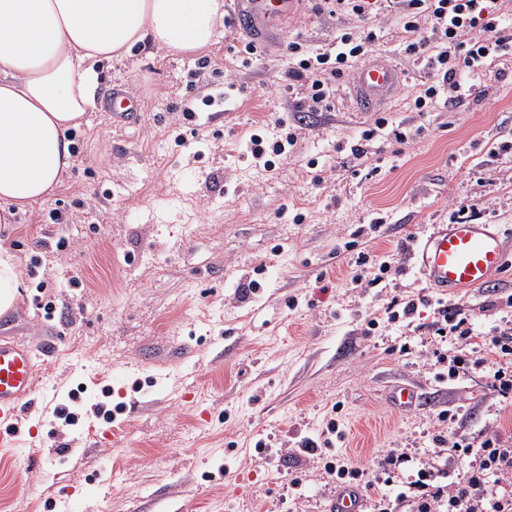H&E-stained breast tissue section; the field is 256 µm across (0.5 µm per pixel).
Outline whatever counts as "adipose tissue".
Segmentation results:
<instances>
[{
    "instance_id": "1",
    "label": "adipose tissue",
    "mask_w": 512,
    "mask_h": 512,
    "mask_svg": "<svg viewBox=\"0 0 512 512\" xmlns=\"http://www.w3.org/2000/svg\"><path fill=\"white\" fill-rule=\"evenodd\" d=\"M223 18V0H0V222L70 168L68 132L95 107L97 63L144 42L200 51Z\"/></svg>"
}]
</instances>
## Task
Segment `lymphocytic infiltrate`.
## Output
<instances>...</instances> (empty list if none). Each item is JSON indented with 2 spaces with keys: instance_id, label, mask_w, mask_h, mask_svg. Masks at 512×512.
Listing matches in <instances>:
<instances>
[{
  "instance_id": "lymphocytic-infiltrate-1",
  "label": "lymphocytic infiltrate",
  "mask_w": 512,
  "mask_h": 512,
  "mask_svg": "<svg viewBox=\"0 0 512 512\" xmlns=\"http://www.w3.org/2000/svg\"><path fill=\"white\" fill-rule=\"evenodd\" d=\"M400 9L404 51L421 67L428 81L412 89L410 105L419 112L438 104L456 105L471 95L476 83L502 78L512 64V33L504 20L512 15V0H394ZM374 29H343L336 40L320 47L288 43L291 62L288 84L275 85L283 95L295 94L300 112L330 110L335 86L352 76L354 60L368 56L376 42ZM431 309L427 329L448 335L459 353L448 358V375L457 378L478 370L488 385L503 397H512V326L496 325L486 331L474 328L463 302L438 295L393 297L385 309L388 322L413 320L419 307ZM448 454V482L432 485V470L420 468L410 490L388 498L394 479H380L345 461L325 465L338 481L354 480L374 507L389 512L392 501L413 500L415 512H512V442L497 430L475 437L456 433L436 435Z\"/></svg>"
}]
</instances>
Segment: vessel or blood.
<instances>
[{
	"mask_svg": "<svg viewBox=\"0 0 512 512\" xmlns=\"http://www.w3.org/2000/svg\"><path fill=\"white\" fill-rule=\"evenodd\" d=\"M241 21L265 31L281 27L288 18V0H244ZM401 78L398 67L380 58L362 66L354 76L361 110L369 111L386 102ZM118 122L134 124L139 110L137 98L122 86L109 88L100 103ZM512 245L494 225L460 217L435 225L421 244L419 273L432 288L444 295L472 291L493 284L502 273ZM35 350L21 341L0 340V425H14L23 405L31 398L36 378ZM362 498L352 486L337 489L327 512H361Z\"/></svg>",
	"mask_w": 512,
	"mask_h": 512,
	"instance_id": "obj_1",
	"label": "vessel or blood"
}]
</instances>
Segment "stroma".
I'll use <instances>...</instances> for the list:
<instances>
[{"mask_svg":"<svg viewBox=\"0 0 512 512\" xmlns=\"http://www.w3.org/2000/svg\"><path fill=\"white\" fill-rule=\"evenodd\" d=\"M319 7L293 6L289 27L265 39L267 64L242 68L227 29L205 50L218 73L197 75V56L140 45L98 64L100 86H148L137 125L86 113L69 172L0 224L22 282L0 336L60 339L56 356L37 359L22 422L0 437V512H70L79 497L84 512H325L336 485L301 446L328 421L345 439L325 456L366 469L403 455L404 479L430 459L443 467L433 456L441 411L455 413L459 434L487 425L512 435V400L480 375L435 379L434 354L449 345L431 340L430 309L415 333L383 319L393 296L428 289L415 242L460 205L485 202L480 222L512 238V73L458 111H411L407 90L424 73L405 57L398 17L382 16L375 54L404 78L381 110L412 139H377L368 162L352 160L375 115L344 82L333 110L307 120L265 170L245 143L254 133L275 140L293 112L269 90L288 68L290 28L316 47L358 24ZM228 72L245 92L225 91ZM55 210L77 219L53 223ZM350 241L391 264L386 287L354 288ZM34 255L42 264L32 275ZM510 295L512 259L461 300L484 330L512 316ZM47 300L53 313L39 307ZM494 300L501 309L488 310ZM403 384L419 395L409 412L389 401ZM63 407L75 423L56 417Z\"/></svg>","mask_w":512,"mask_h":512,"instance_id":"obj_1","label":"stroma"}]
</instances>
